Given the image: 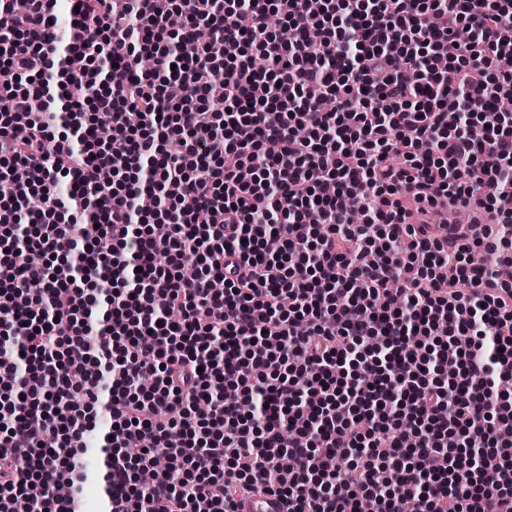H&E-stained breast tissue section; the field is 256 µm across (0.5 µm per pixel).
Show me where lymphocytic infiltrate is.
<instances>
[{
  "mask_svg": "<svg viewBox=\"0 0 512 512\" xmlns=\"http://www.w3.org/2000/svg\"><path fill=\"white\" fill-rule=\"evenodd\" d=\"M73 3L0 0V512L103 410L107 512H512V0ZM287 510V505L276 496H258L245 501L237 512H287Z\"/></svg>",
  "mask_w": 512,
  "mask_h": 512,
  "instance_id": "1",
  "label": "lymphocytic infiltrate"
}]
</instances>
